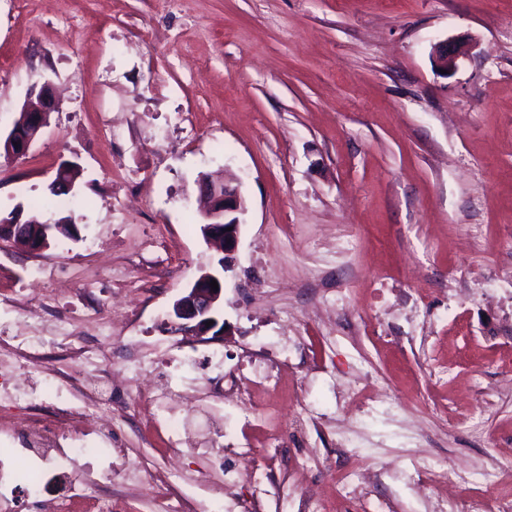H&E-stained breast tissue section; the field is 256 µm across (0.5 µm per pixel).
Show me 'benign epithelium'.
Returning a JSON list of instances; mask_svg holds the SVG:
<instances>
[{
  "label": "benign epithelium",
  "mask_w": 512,
  "mask_h": 512,
  "mask_svg": "<svg viewBox=\"0 0 512 512\" xmlns=\"http://www.w3.org/2000/svg\"><path fill=\"white\" fill-rule=\"evenodd\" d=\"M470 44L463 39L444 40L434 46L433 54L441 69L448 70L456 66L459 58L468 54ZM39 106L23 110V118L19 125L14 126L4 136L0 135V154L10 158H18L27 154L31 144L48 123L53 109L50 84H41ZM199 201L204 203L202 234L207 240L219 244L225 255L235 251L239 234V214L246 210V199L238 185H230L211 181L202 177L197 182ZM40 225L37 244L28 246L32 252H40L50 248L51 243L63 229V225L39 223L30 217L22 219L17 213L16 222ZM219 277L204 271L194 283L177 298L171 308L170 316L179 330L195 336L212 334V337L224 335V326L218 325L215 317L217 305L223 298V285L213 290L210 283Z\"/></svg>",
  "instance_id": "obj_1"
}]
</instances>
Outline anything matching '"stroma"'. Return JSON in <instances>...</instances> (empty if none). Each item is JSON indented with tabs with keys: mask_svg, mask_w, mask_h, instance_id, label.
<instances>
[{
	"mask_svg": "<svg viewBox=\"0 0 512 512\" xmlns=\"http://www.w3.org/2000/svg\"><path fill=\"white\" fill-rule=\"evenodd\" d=\"M473 48L442 73L434 43ZM54 109L29 153L0 157V213L42 201V220L76 235L35 253L0 243V293L58 294L87 339L112 337V433L85 441L114 490L112 512H159L152 480L186 512H301L308 486L329 512H434L414 486L438 462L498 469L512 448V0H0V130L35 83ZM74 161L75 206L50 202ZM242 183L247 209L223 267V340L171 323L173 302L219 251L200 231L196 181ZM176 400L134 407L125 369ZM287 360L277 394L224 397L250 363ZM40 375L0 373V446L24 447L30 415L53 419L65 393L14 403ZM322 417L295 426L299 405ZM181 424L188 447L161 427ZM287 436L264 494L221 449ZM315 453L312 470L296 461ZM140 462L128 473L121 458ZM379 471L357 499L341 477ZM54 473L36 497H68Z\"/></svg>",
	"mask_w": 512,
	"mask_h": 512,
	"instance_id": "35a3bbf8",
	"label": "stroma"
}]
</instances>
